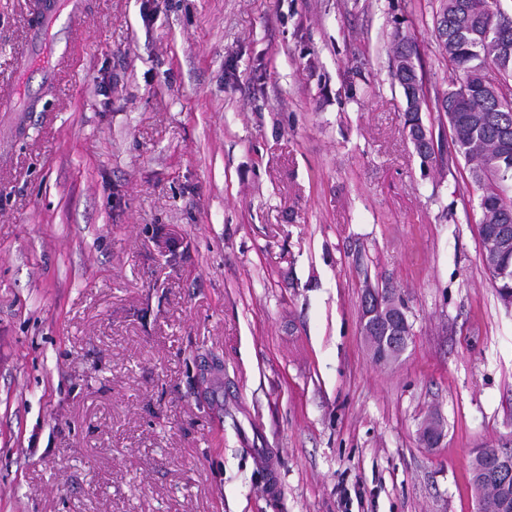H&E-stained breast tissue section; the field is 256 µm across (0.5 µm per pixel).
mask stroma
Returning <instances> with one entry per match:
<instances>
[{"mask_svg":"<svg viewBox=\"0 0 512 512\" xmlns=\"http://www.w3.org/2000/svg\"><path fill=\"white\" fill-rule=\"evenodd\" d=\"M30 2L0 0L31 106L0 113V512H479L512 306L389 75L399 29L451 89L438 0H85L72 68L22 77ZM368 285L412 325L386 365ZM373 287L371 286H367L363 292V296H362V320L364 318V314H363V301H364V298L367 294V289H371ZM375 290V293H372V296H367V298L365 299V308H366V311H367V314H366V319L368 318H371V317H378L380 316V319H386V317H388V314L385 315V313L382 312V300H381V297L384 301V303H393L395 301H397L401 307H403V309H405V306L402 302V300L400 299V297L398 295H396V293L393 291V290H388L387 288H382L381 291H379V288H373ZM401 318L403 321L393 324L391 328L376 326V321L370 330L362 328L367 347L379 364L397 360L408 348L410 336H390L402 324L407 327L406 314H402ZM500 448H489V451L474 456L471 462L472 480L475 487L494 481L493 475L496 473L495 451Z\"/></svg>","mask_w":512,"mask_h":512,"instance_id":"obj_1","label":"stroma"}]
</instances>
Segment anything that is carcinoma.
Here are the masks:
<instances>
[{
  "label": "carcinoma",
  "mask_w": 512,
  "mask_h": 512,
  "mask_svg": "<svg viewBox=\"0 0 512 512\" xmlns=\"http://www.w3.org/2000/svg\"><path fill=\"white\" fill-rule=\"evenodd\" d=\"M498 0H440L434 23L448 21V33L437 41L448 66L462 74L456 88L441 97L428 98L423 77L415 60L419 49L403 37L395 43L396 66L391 73L404 93V127L423 158L434 155L433 142L421 139L426 130L422 109L433 107L444 114L450 144L463 157L472 182L482 191L478 236L497 226H512V51L504 46L503 35L512 43V16L503 13ZM496 264L512 275V242L500 244L494 252ZM495 449L474 456L472 480L476 486L493 480Z\"/></svg>",
  "instance_id": "1"
}]
</instances>
